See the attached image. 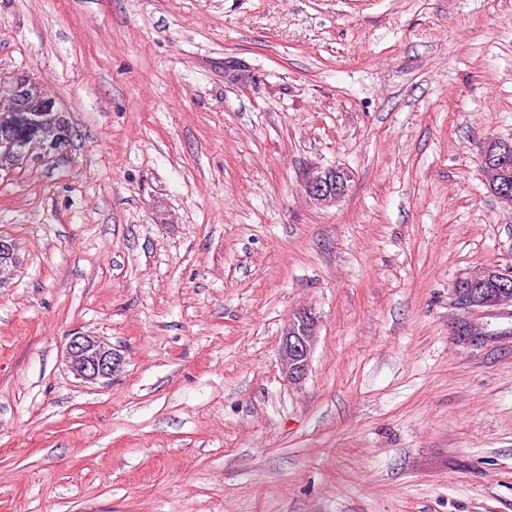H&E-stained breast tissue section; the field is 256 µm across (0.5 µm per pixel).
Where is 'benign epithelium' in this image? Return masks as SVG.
Instances as JSON below:
<instances>
[{
    "instance_id": "benign-epithelium-1",
    "label": "benign epithelium",
    "mask_w": 512,
    "mask_h": 512,
    "mask_svg": "<svg viewBox=\"0 0 512 512\" xmlns=\"http://www.w3.org/2000/svg\"><path fill=\"white\" fill-rule=\"evenodd\" d=\"M71 140V129L55 97L32 75L13 74L0 78V173L35 164L50 154L64 152ZM483 158L496 164L490 186L499 178L512 179V143L489 139ZM347 172L326 169L313 172L305 180L307 194L315 201L330 202L347 188ZM506 285L512 282V270L488 268L478 275L465 274L457 296L471 308H496L512 304V296L503 290L480 287V280ZM315 318L299 312L290 319L281 337L279 359L283 374L290 381L304 378L316 341ZM67 359L76 375L95 383L110 379L120 357L103 341L86 335L73 336L67 346Z\"/></svg>"
}]
</instances>
